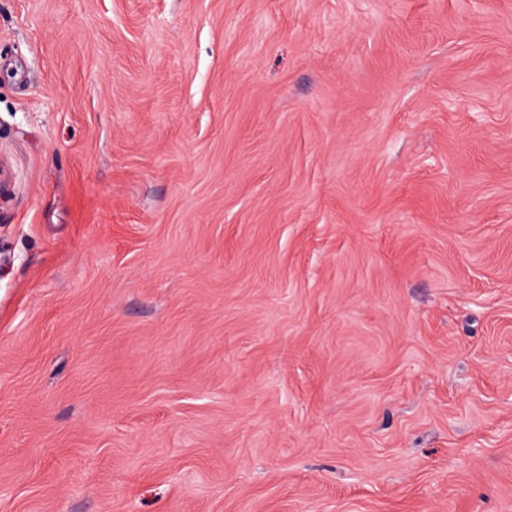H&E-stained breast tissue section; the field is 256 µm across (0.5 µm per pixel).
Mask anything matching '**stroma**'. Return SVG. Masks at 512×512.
Here are the masks:
<instances>
[{"label": "stroma", "instance_id": "obj_1", "mask_svg": "<svg viewBox=\"0 0 512 512\" xmlns=\"http://www.w3.org/2000/svg\"><path fill=\"white\" fill-rule=\"evenodd\" d=\"M0 512H512V0H0Z\"/></svg>", "mask_w": 512, "mask_h": 512}]
</instances>
